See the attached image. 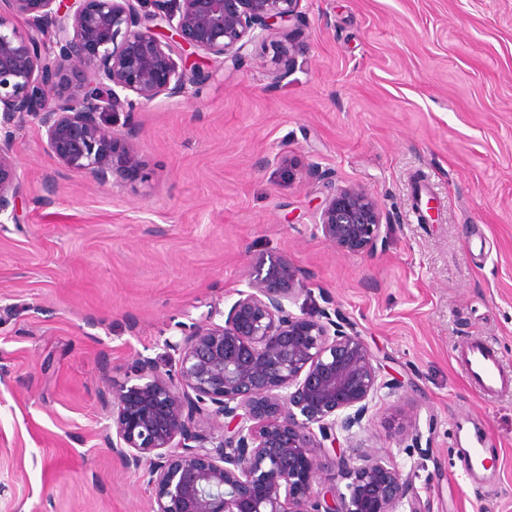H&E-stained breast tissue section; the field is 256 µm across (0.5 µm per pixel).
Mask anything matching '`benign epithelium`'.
<instances>
[{
    "label": "benign epithelium",
    "instance_id": "benign-epithelium-1",
    "mask_svg": "<svg viewBox=\"0 0 512 512\" xmlns=\"http://www.w3.org/2000/svg\"><path fill=\"white\" fill-rule=\"evenodd\" d=\"M302 2L0 0V216L17 218L23 185L11 144L28 119L66 169L120 185L142 161L134 129H115L117 117L161 96L199 95L207 75L190 54L236 59L299 19ZM298 52L274 49L278 78ZM317 229L361 254L385 241L388 225L371 195L340 187ZM298 282L288 256L258 259L222 322L210 313L165 342L173 368L140 358L137 383L113 393L109 446L126 468L148 466L152 512H427L390 458L346 455L374 396L395 384L339 314L289 310ZM329 449L342 487L316 486Z\"/></svg>",
    "mask_w": 512,
    "mask_h": 512
}]
</instances>
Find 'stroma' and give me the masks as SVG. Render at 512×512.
I'll list each match as a JSON object with an SVG mask.
<instances>
[{
    "instance_id": "obj_1",
    "label": "stroma",
    "mask_w": 512,
    "mask_h": 512,
    "mask_svg": "<svg viewBox=\"0 0 512 512\" xmlns=\"http://www.w3.org/2000/svg\"><path fill=\"white\" fill-rule=\"evenodd\" d=\"M301 52L275 77L274 44ZM201 96L131 117L143 161L98 186L12 143L19 220L0 223V512H151L147 468L112 455V394L139 358L247 289L252 263L298 267L293 312L339 308L395 393L355 444L389 454L427 512H512V393L485 399L454 349L482 338L512 368V0H303L266 45L212 65ZM440 209L419 221L414 184ZM337 187L389 231L337 250L315 228ZM485 435L495 482L473 486L456 427Z\"/></svg>"
}]
</instances>
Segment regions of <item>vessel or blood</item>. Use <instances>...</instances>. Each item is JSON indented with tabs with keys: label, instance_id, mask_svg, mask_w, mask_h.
<instances>
[{
	"label": "vessel or blood",
	"instance_id": "vessel-or-blood-1",
	"mask_svg": "<svg viewBox=\"0 0 512 512\" xmlns=\"http://www.w3.org/2000/svg\"><path fill=\"white\" fill-rule=\"evenodd\" d=\"M456 363L464 371L470 384L486 398L512 390V370L508 369L493 348L485 341L472 340L454 351ZM485 440L480 433H473L464 449L466 473L475 483L483 482Z\"/></svg>",
	"mask_w": 512,
	"mask_h": 512
}]
</instances>
